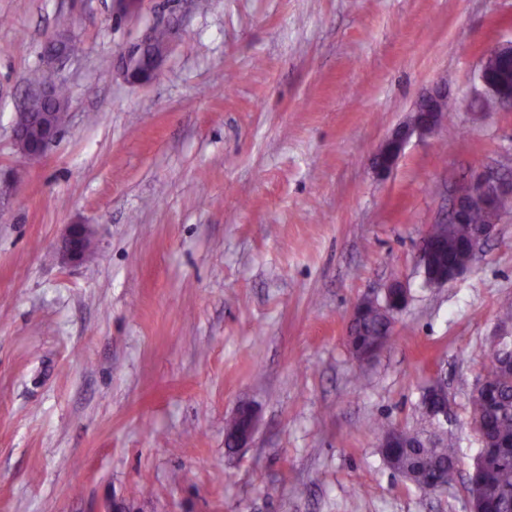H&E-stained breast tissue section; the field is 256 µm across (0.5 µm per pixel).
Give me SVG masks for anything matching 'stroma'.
I'll use <instances>...</instances> for the list:
<instances>
[{
  "label": "stroma",
  "instance_id": "stroma-1",
  "mask_svg": "<svg viewBox=\"0 0 512 512\" xmlns=\"http://www.w3.org/2000/svg\"><path fill=\"white\" fill-rule=\"evenodd\" d=\"M156 24V79L117 74ZM68 31L78 55L44 60ZM512 0H0V512H471L469 399L512 336V214L470 267L426 283L418 255L477 171H512V109L467 110ZM69 119L33 163L11 139L32 72ZM444 82L458 110L372 158ZM87 224L82 262L67 228ZM409 293L374 360L352 307ZM458 476L425 493L386 467L370 421L412 425L433 377ZM257 427L226 445L239 409ZM91 236L89 225H69L62 248L63 259L71 263L82 260L91 245Z\"/></svg>",
  "mask_w": 512,
  "mask_h": 512
}]
</instances>
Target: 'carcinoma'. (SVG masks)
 Masks as SVG:
<instances>
[{"instance_id": "cac0c4a2", "label": "carcinoma", "mask_w": 512, "mask_h": 512, "mask_svg": "<svg viewBox=\"0 0 512 512\" xmlns=\"http://www.w3.org/2000/svg\"><path fill=\"white\" fill-rule=\"evenodd\" d=\"M475 231L473 224L448 229L436 227L444 255L457 264L470 262L459 242ZM393 325L382 314L376 299L364 300L361 319L353 327L348 342L353 355H365L386 344ZM488 383L470 399L472 422L481 441L470 473L471 512H512V345L494 354L487 368ZM438 399L421 394L420 420L432 428V406ZM371 428L380 437L379 454L384 463L417 489L427 492L453 479L457 471L456 442L445 432L427 434L401 424L375 422Z\"/></svg>"}]
</instances>
